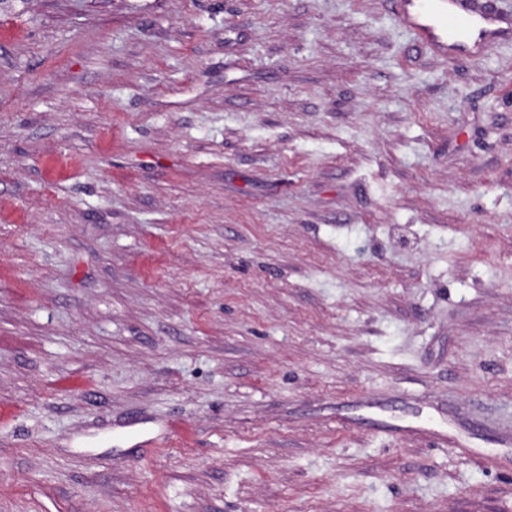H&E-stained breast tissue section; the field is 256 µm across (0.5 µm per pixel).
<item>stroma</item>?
Wrapping results in <instances>:
<instances>
[{"mask_svg":"<svg viewBox=\"0 0 512 512\" xmlns=\"http://www.w3.org/2000/svg\"><path fill=\"white\" fill-rule=\"evenodd\" d=\"M0 512H512V39L1 11Z\"/></svg>","mask_w":512,"mask_h":512,"instance_id":"stroma-1","label":"stroma"}]
</instances>
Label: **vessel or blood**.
Here are the masks:
<instances>
[{"mask_svg":"<svg viewBox=\"0 0 512 512\" xmlns=\"http://www.w3.org/2000/svg\"><path fill=\"white\" fill-rule=\"evenodd\" d=\"M395 13L416 39L440 53H476L512 37V14L476 10L473 0H392Z\"/></svg>","mask_w":512,"mask_h":512,"instance_id":"1","label":"vessel or blood"}]
</instances>
